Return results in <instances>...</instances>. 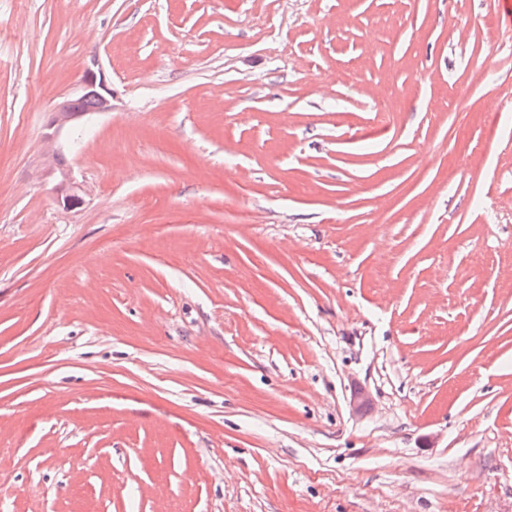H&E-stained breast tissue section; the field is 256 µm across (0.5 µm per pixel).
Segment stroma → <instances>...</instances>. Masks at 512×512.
Returning a JSON list of instances; mask_svg holds the SVG:
<instances>
[{
    "instance_id": "stroma-1",
    "label": "stroma",
    "mask_w": 512,
    "mask_h": 512,
    "mask_svg": "<svg viewBox=\"0 0 512 512\" xmlns=\"http://www.w3.org/2000/svg\"><path fill=\"white\" fill-rule=\"evenodd\" d=\"M0 512H512V6L0 0ZM75 97L84 98L77 101V108L83 112L74 107L75 101L71 99L59 104L53 111L55 113L50 123V126L55 128L54 133L48 136L50 143L53 142L62 129L72 126L74 122L83 117L84 112H94V109L95 112L111 111L112 88L106 80L104 71L95 59L85 67ZM85 97H92L95 101L92 98ZM50 147L45 174L47 176L56 175L57 183L54 191L57 205L65 211L82 208L86 203V190L82 184L76 181L71 172L64 168L58 151L53 149L52 145Z\"/></svg>"
}]
</instances>
